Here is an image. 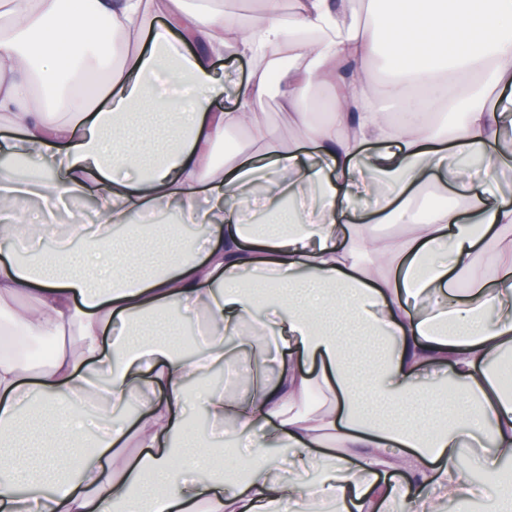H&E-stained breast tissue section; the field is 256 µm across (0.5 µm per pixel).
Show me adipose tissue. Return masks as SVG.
Returning a JSON list of instances; mask_svg holds the SVG:
<instances>
[{
  "label": "adipose tissue",
  "mask_w": 512,
  "mask_h": 512,
  "mask_svg": "<svg viewBox=\"0 0 512 512\" xmlns=\"http://www.w3.org/2000/svg\"><path fill=\"white\" fill-rule=\"evenodd\" d=\"M246 23L225 40L213 0H8L0 12V121L16 130L0 163V309L30 335L56 338L33 372L0 358V512H280L284 502L335 512H440L472 483L464 447L512 460V393L497 369L512 352V207L492 184L512 168L506 113L489 94L512 86V0H394L363 18L350 0H294L289 18ZM161 18L165 27L153 31ZM134 52L116 56L111 33ZM293 47L314 66L289 70L283 93L315 153L285 142L252 108L272 62L257 42ZM386 45L395 78L374 83L366 60ZM249 57L233 108L214 67L225 50ZM479 84L448 103L447 130L383 112L381 99L431 89L440 71ZM336 94L317 119L309 90ZM239 134L215 164L211 148ZM263 142L271 160L250 163ZM448 142L450 151L435 150ZM487 185L467 192L469 157ZM435 171V193L461 190L429 220L402 200ZM283 200L270 224H246L256 182ZM98 186L96 221L72 225L36 262H20L27 229L19 199L60 202ZM401 235L351 223L360 198ZM476 222L461 220L462 211ZM179 228H161L160 212ZM205 318L202 351L181 355L171 334L145 340L140 320ZM277 341L268 378L265 337ZM251 354L247 392L191 397L188 382ZM448 378L452 397L426 384ZM328 401L299 409L312 388ZM138 397L135 419L122 416ZM196 404L210 423L233 422L243 480L213 476L214 451L176 445ZM139 452L121 467L129 444ZM293 449L287 469L255 460L262 445ZM319 466L300 486L297 472Z\"/></svg>",
  "instance_id": "obj_1"
}]
</instances>
